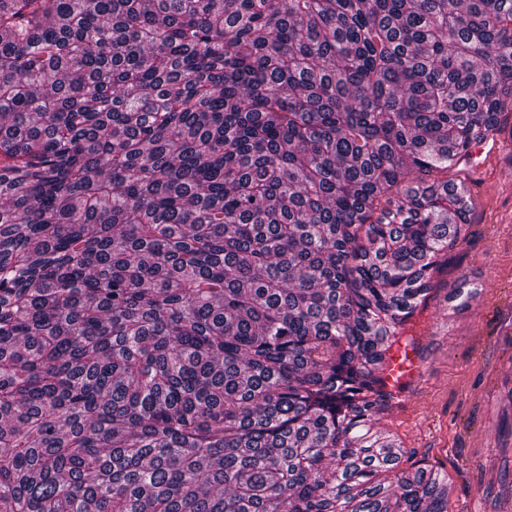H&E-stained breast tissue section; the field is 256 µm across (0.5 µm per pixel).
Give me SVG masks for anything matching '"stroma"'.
I'll return each instance as SVG.
<instances>
[{
    "label": "stroma",
    "instance_id": "1",
    "mask_svg": "<svg viewBox=\"0 0 512 512\" xmlns=\"http://www.w3.org/2000/svg\"><path fill=\"white\" fill-rule=\"evenodd\" d=\"M495 142L467 187V238L407 330L421 373L376 425L403 448L401 469L445 476L450 512H512V136ZM460 281L464 310L450 298Z\"/></svg>",
    "mask_w": 512,
    "mask_h": 512
}]
</instances>
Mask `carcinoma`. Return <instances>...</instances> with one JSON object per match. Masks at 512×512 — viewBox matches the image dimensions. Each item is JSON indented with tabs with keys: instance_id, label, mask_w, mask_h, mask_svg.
<instances>
[{
	"instance_id": "obj_1",
	"label": "carcinoma",
	"mask_w": 512,
	"mask_h": 512,
	"mask_svg": "<svg viewBox=\"0 0 512 512\" xmlns=\"http://www.w3.org/2000/svg\"><path fill=\"white\" fill-rule=\"evenodd\" d=\"M511 109L512 0H0V512H449L379 371Z\"/></svg>"
}]
</instances>
